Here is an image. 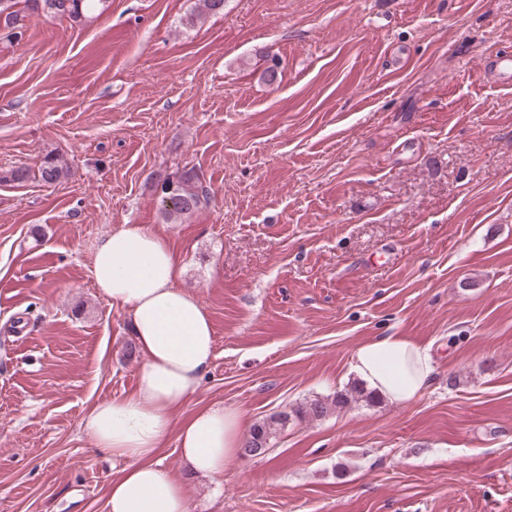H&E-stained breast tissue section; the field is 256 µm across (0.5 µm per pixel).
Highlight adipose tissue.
<instances>
[{
  "instance_id": "1",
  "label": "adipose tissue",
  "mask_w": 512,
  "mask_h": 512,
  "mask_svg": "<svg viewBox=\"0 0 512 512\" xmlns=\"http://www.w3.org/2000/svg\"><path fill=\"white\" fill-rule=\"evenodd\" d=\"M180 273L168 242L142 224L112 230L94 251V282L127 310L140 354L134 393L97 402L82 420L97 448L122 464L107 512H190L184 484L157 458L169 435H176L190 471L214 480L242 446L240 414L221 406L173 424V410L197 392L215 347L211 318L179 286ZM350 370L378 398L404 405L425 391L435 363L428 347L391 334L359 346Z\"/></svg>"
}]
</instances>
